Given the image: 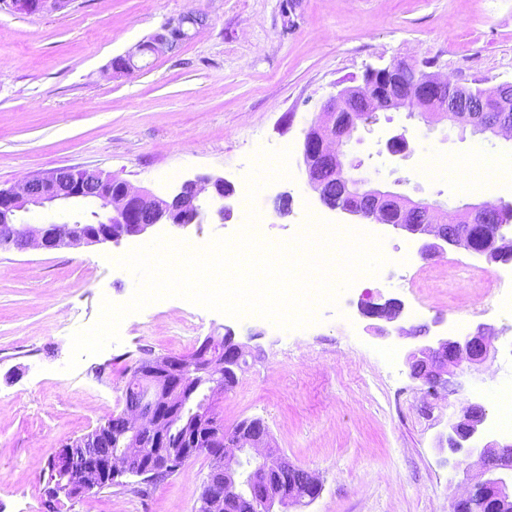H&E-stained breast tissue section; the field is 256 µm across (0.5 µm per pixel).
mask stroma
Segmentation results:
<instances>
[{"instance_id": "1", "label": "stroma", "mask_w": 512, "mask_h": 512, "mask_svg": "<svg viewBox=\"0 0 512 512\" xmlns=\"http://www.w3.org/2000/svg\"><path fill=\"white\" fill-rule=\"evenodd\" d=\"M200 11L209 24L177 52L117 75L114 58L165 21ZM396 60L490 89L512 81V0H69L60 10L12 13L0 4V188L60 167H86L166 195L201 174L234 187L224 223L204 217L153 236L206 245L229 237L257 209L266 240L292 238L308 216L361 228L383 240L386 265L359 277L316 322L285 330L236 319L180 298L126 316L120 339L66 371L71 335L96 322L102 300L127 302L134 275L114 261L139 237L52 252L0 251V512H44L46 465L58 448L118 414L123 389L145 351L192 353L209 336L234 330L252 353L235 388L220 396L225 428L259 418L271 443L316 474L323 490L290 512H448L480 471L477 458L439 448L449 411L497 410L492 387L512 374L501 355L512 345V316L498 313L485 288L500 276L512 290V263H487L461 247L421 258V238L322 204L307 184L303 131L331 95L358 84L366 69ZM412 148L385 153L393 134ZM291 151V176L248 203L247 177L264 150ZM360 175L412 199L453 211L512 202V137L427 127L409 112L377 115L345 148ZM452 158L447 176L425 180L422 158ZM291 197L279 217L273 200ZM405 305L404 326L441 320L491 327L497 353L476 383L432 396L410 376L413 338L382 335L360 315L365 300ZM103 374H96L97 366ZM211 459L199 455L138 494L137 479L86 494L69 512H197Z\"/></svg>"}]
</instances>
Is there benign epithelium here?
Wrapping results in <instances>:
<instances>
[{
	"instance_id": "1",
	"label": "benign epithelium",
	"mask_w": 512,
	"mask_h": 512,
	"mask_svg": "<svg viewBox=\"0 0 512 512\" xmlns=\"http://www.w3.org/2000/svg\"><path fill=\"white\" fill-rule=\"evenodd\" d=\"M69 0H7L17 14L32 15L59 10ZM208 24L207 16L190 11L162 24L159 31L139 43L133 51L115 58L113 71L129 74L136 60L148 54L173 53ZM472 87L453 82L420 65L392 62L370 68L363 82L347 86L326 101L304 130L303 164L307 183L329 209L361 216L377 224H389L413 236L425 237L419 254L428 259L446 246H462L489 262H512V253L500 257V249H512V226H501L496 236L475 244L472 228L487 224L512 203L487 202L454 211L450 220L440 218L442 208L426 200H412L387 187L356 179L362 161L347 158L344 147L361 127L374 122L378 112H418L429 127L444 121L451 127L469 128L474 134L497 137L512 133V83L480 91L477 107L466 106ZM393 157L405 159L411 149L400 133L385 143ZM342 186L336 195V185ZM233 193L222 177L198 175L183 181L165 197L136 189L124 180L95 169L57 168L28 177L21 185L0 189V248L20 252L30 248L53 251L74 245L118 242L141 237L157 225L186 228L201 223L209 212L219 223L230 213L225 200ZM78 208L82 213L72 222L29 224L25 214L33 208ZM362 316L396 322L405 316L402 301L389 298L382 303H362ZM493 330L485 325L462 331L448 327L428 337L426 344L410 351L411 376L438 394L452 386L463 388L477 366L494 352ZM247 346L235 340L227 328L222 336H208L194 356L168 355L142 358L126 384L128 397L120 418L128 436L117 448L105 447L107 434L100 428L64 444L51 457L47 491L71 492L77 499L112 483L124 474L159 475L179 468L167 454L169 419L181 406V373L195 369L209 382V391L230 390ZM485 408L473 403L462 414H448L446 438L451 452L466 458L478 457L482 470L465 494L454 498L449 512H512V441L486 436ZM267 425L246 419L228 431L212 430L205 447L183 449L185 460L205 453L211 466L203 481L199 512H235L228 496L230 486L243 484L252 504L261 512L275 507L309 504L322 493V484L309 471L297 467L287 456L270 447Z\"/></svg>"
}]
</instances>
